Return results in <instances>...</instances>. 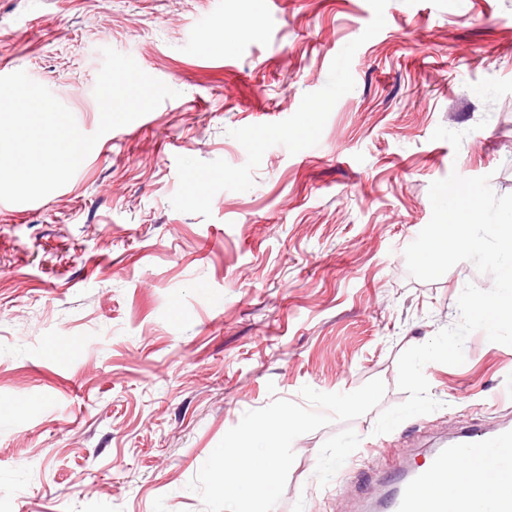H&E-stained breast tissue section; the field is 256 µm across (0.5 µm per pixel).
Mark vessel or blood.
I'll return each instance as SVG.
<instances>
[{"label":"vessel or blood","mask_w":512,"mask_h":512,"mask_svg":"<svg viewBox=\"0 0 512 512\" xmlns=\"http://www.w3.org/2000/svg\"><path fill=\"white\" fill-rule=\"evenodd\" d=\"M491 460L497 479L484 496L471 494L476 465ZM457 468L454 494H447L449 466ZM437 486V493L425 496L424 485ZM462 512H512V428L474 429L458 436L448 446L435 449L426 467L404 471L382 497L370 502L371 512H448L450 503Z\"/></svg>","instance_id":"b4317fda"}]
</instances>
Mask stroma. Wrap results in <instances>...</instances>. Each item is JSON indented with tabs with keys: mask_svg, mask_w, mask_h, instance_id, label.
<instances>
[{
	"mask_svg": "<svg viewBox=\"0 0 512 512\" xmlns=\"http://www.w3.org/2000/svg\"><path fill=\"white\" fill-rule=\"evenodd\" d=\"M105 47L178 95L0 201V512H205L188 484L226 432L306 385L386 390L294 441L274 512H354L460 428L512 426V346L476 331L424 368L438 410L373 432L401 353L493 285L468 261L417 280L404 250L433 181L512 193V0H0V76L86 134Z\"/></svg>",
	"mask_w": 512,
	"mask_h": 512,
	"instance_id": "obj_1",
	"label": "stroma"
}]
</instances>
